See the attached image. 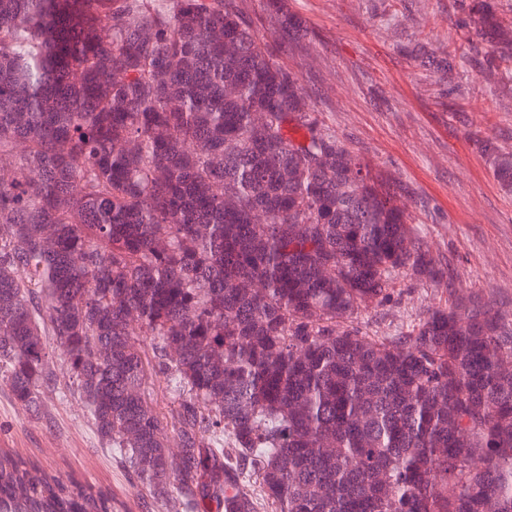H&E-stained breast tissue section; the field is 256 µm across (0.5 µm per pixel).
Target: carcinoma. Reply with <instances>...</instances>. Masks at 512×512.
I'll use <instances>...</instances> for the list:
<instances>
[{"mask_svg": "<svg viewBox=\"0 0 512 512\" xmlns=\"http://www.w3.org/2000/svg\"><path fill=\"white\" fill-rule=\"evenodd\" d=\"M482 152L512 194V152ZM0 169V371L27 408L77 398L174 512H255L248 470L275 512H512V320L457 297L236 0H0ZM400 277L450 306L363 336ZM134 326L178 397L176 469ZM0 512L112 496L3 453Z\"/></svg>", "mask_w": 512, "mask_h": 512, "instance_id": "carcinoma-1", "label": "carcinoma"}]
</instances>
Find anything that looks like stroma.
I'll use <instances>...</instances> for the list:
<instances>
[{"label": "stroma", "instance_id": "1", "mask_svg": "<svg viewBox=\"0 0 512 512\" xmlns=\"http://www.w3.org/2000/svg\"><path fill=\"white\" fill-rule=\"evenodd\" d=\"M258 37L294 74L322 119L375 172L409 194L413 227L462 292L512 309V195L479 144L512 151V79L487 77V44L461 0H237ZM294 17L303 38L282 43ZM450 304L445 283L399 278L361 317L372 339ZM0 453L112 495L114 512H167L105 448L77 399L24 409L0 387Z\"/></svg>", "mask_w": 512, "mask_h": 512}]
</instances>
